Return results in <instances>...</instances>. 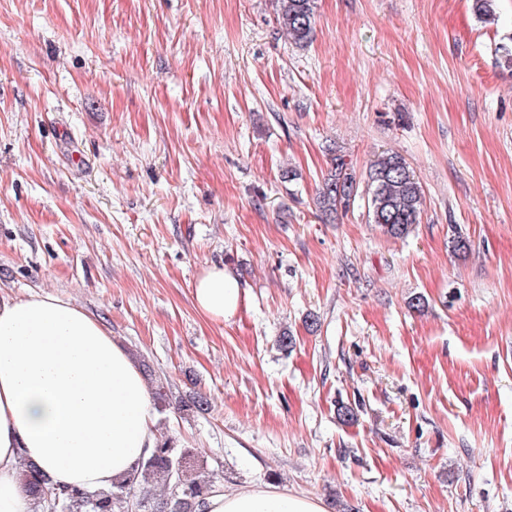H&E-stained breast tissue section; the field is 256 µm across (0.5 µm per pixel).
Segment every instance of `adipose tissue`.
Returning <instances> with one entry per match:
<instances>
[{
  "label": "adipose tissue",
  "instance_id": "adipose-tissue-1",
  "mask_svg": "<svg viewBox=\"0 0 512 512\" xmlns=\"http://www.w3.org/2000/svg\"><path fill=\"white\" fill-rule=\"evenodd\" d=\"M197 309L233 318L244 298L224 267L194 284ZM158 437L138 362L83 308L52 294L0 296V512H32L21 463L61 487L107 489ZM203 512H326L320 499L278 486L212 492Z\"/></svg>",
  "mask_w": 512,
  "mask_h": 512
}]
</instances>
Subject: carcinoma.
I'll list each match as a JSON object with an SVG mask.
<instances>
[{
  "instance_id": "obj_1",
  "label": "carcinoma",
  "mask_w": 512,
  "mask_h": 512,
  "mask_svg": "<svg viewBox=\"0 0 512 512\" xmlns=\"http://www.w3.org/2000/svg\"><path fill=\"white\" fill-rule=\"evenodd\" d=\"M277 22L297 44L311 40L316 0H277ZM474 14L481 22L495 20V0H473ZM365 183L368 219L391 238H403L421 223L422 187L405 160L391 153L372 165L361 179L343 158H335L324 179L318 205L326 217L350 208ZM154 404L161 411L169 406L162 381L151 386ZM22 481L33 501V512H201L215 481L198 460L194 449L180 448L170 438H159L123 482L108 490L87 491L59 488L33 462L22 466Z\"/></svg>"
}]
</instances>
